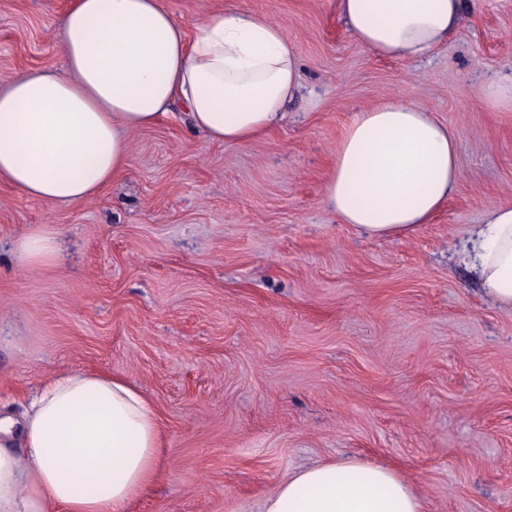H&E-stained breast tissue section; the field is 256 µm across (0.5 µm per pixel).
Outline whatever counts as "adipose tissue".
<instances>
[{"label": "adipose tissue", "instance_id": "obj_1", "mask_svg": "<svg viewBox=\"0 0 512 512\" xmlns=\"http://www.w3.org/2000/svg\"><path fill=\"white\" fill-rule=\"evenodd\" d=\"M348 31L382 58L419 60L447 43L462 0H338ZM68 74H17L0 86V181L74 203L126 167L131 133L186 112L207 140L244 143L275 127L300 88L293 41L276 21L227 9L187 39L162 0H71ZM460 180L459 148L434 112L393 98L357 113L336 147L326 206L370 238L431 221ZM18 259L47 266L54 236L22 237ZM466 260L512 310V206L487 210ZM165 431L151 398L119 376L69 370L47 380L22 419L0 417V512H130L158 477ZM262 512H426L393 470L354 458L300 469Z\"/></svg>", "mask_w": 512, "mask_h": 512}]
</instances>
